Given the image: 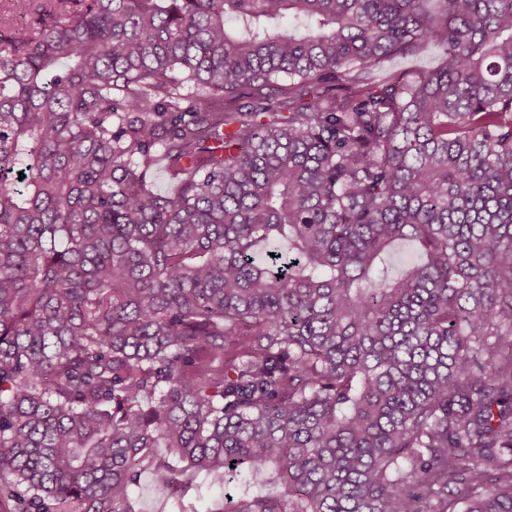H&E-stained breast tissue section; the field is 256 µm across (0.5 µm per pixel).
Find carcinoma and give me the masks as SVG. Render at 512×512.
<instances>
[{"label": "carcinoma", "mask_w": 512, "mask_h": 512, "mask_svg": "<svg viewBox=\"0 0 512 512\" xmlns=\"http://www.w3.org/2000/svg\"><path fill=\"white\" fill-rule=\"evenodd\" d=\"M39 2L0 16V512H512V0ZM439 58L440 49L435 45H429L413 56L392 58L386 62L383 70L375 71L373 75L376 78H380L386 71H415L430 69L437 65Z\"/></svg>", "instance_id": "1"}]
</instances>
